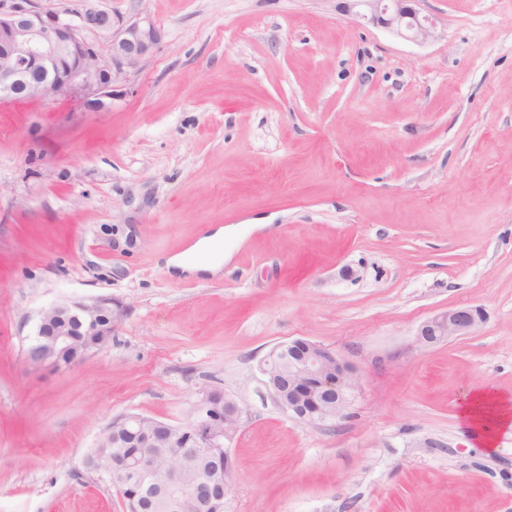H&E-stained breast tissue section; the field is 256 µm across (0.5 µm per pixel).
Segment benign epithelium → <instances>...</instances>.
I'll list each match as a JSON object with an SVG mask.
<instances>
[{
  "label": "benign epithelium",
  "mask_w": 512,
  "mask_h": 512,
  "mask_svg": "<svg viewBox=\"0 0 512 512\" xmlns=\"http://www.w3.org/2000/svg\"><path fill=\"white\" fill-rule=\"evenodd\" d=\"M69 9L54 0H0V101L23 95L27 99L81 96L96 111L111 107L114 88L127 72L148 57L161 40V29L150 19H125L100 6L102 0H81ZM418 0H348L347 11L395 35L426 41L435 23L420 15ZM109 45L103 54L100 43ZM125 308L107 297L55 304L42 311L35 334V351L26 353L34 368L68 369L78 365L88 350L108 345L116 335ZM486 319L477 305H459L426 319L417 341L432 347L474 333ZM262 374L275 402L289 416L309 425H321L345 416L360 386L356 369L332 348L308 339H294L274 347L263 361ZM222 396L202 389L186 424L198 431L181 457L164 471L112 446V425L102 431L92 466L125 479L164 476L171 506L178 512H209L224 500L228 482L223 477L188 484L183 473L192 470L202 448H221L240 428L243 409L234 399L224 401V413L215 414L212 401Z\"/></svg>",
  "instance_id": "benign-epithelium-1"
}]
</instances>
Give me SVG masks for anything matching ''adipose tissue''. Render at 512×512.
<instances>
[{"mask_svg": "<svg viewBox=\"0 0 512 512\" xmlns=\"http://www.w3.org/2000/svg\"><path fill=\"white\" fill-rule=\"evenodd\" d=\"M460 416L476 443L486 451H493L497 435L512 429V398L491 388L465 392Z\"/></svg>", "mask_w": 512, "mask_h": 512, "instance_id": "obj_1", "label": "adipose tissue"}]
</instances>
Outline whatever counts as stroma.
<instances>
[{
	"mask_svg": "<svg viewBox=\"0 0 512 512\" xmlns=\"http://www.w3.org/2000/svg\"><path fill=\"white\" fill-rule=\"evenodd\" d=\"M104 5L162 30L109 110L0 103V512H124L86 465L103 427L204 388L244 409L225 512H512V432L486 453L458 407L512 395V0H419L424 42L344 0ZM223 226L218 273L167 269ZM98 296L114 340L31 368L40 312ZM464 303L479 331L417 343ZM297 338L357 370L341 420L273 401Z\"/></svg>",
	"mask_w": 512,
	"mask_h": 512,
	"instance_id": "obj_1",
	"label": "stroma"
}]
</instances>
